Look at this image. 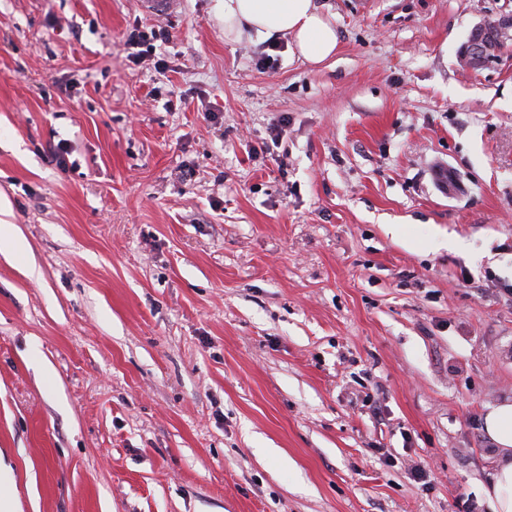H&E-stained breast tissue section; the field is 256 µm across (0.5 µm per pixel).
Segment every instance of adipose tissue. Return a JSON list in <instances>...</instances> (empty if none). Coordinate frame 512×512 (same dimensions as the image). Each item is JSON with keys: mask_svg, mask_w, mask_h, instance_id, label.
<instances>
[{"mask_svg": "<svg viewBox=\"0 0 512 512\" xmlns=\"http://www.w3.org/2000/svg\"><path fill=\"white\" fill-rule=\"evenodd\" d=\"M217 17L229 39L248 30L266 38L291 37V53L313 66L328 60L338 46L335 29L314 0H218ZM484 428L499 452L486 494L496 512H512V402L492 407Z\"/></svg>", "mask_w": 512, "mask_h": 512, "instance_id": "adipose-tissue-1", "label": "adipose tissue"}]
</instances>
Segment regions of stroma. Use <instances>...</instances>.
Instances as JSON below:
<instances>
[{"instance_id":"35a3bbf8","label":"stroma","mask_w":512,"mask_h":512,"mask_svg":"<svg viewBox=\"0 0 512 512\" xmlns=\"http://www.w3.org/2000/svg\"><path fill=\"white\" fill-rule=\"evenodd\" d=\"M139 3L0 0V204L28 245L0 251V496L494 512L512 47L461 49L512 0H316V67L225 39L216 0Z\"/></svg>"}]
</instances>
